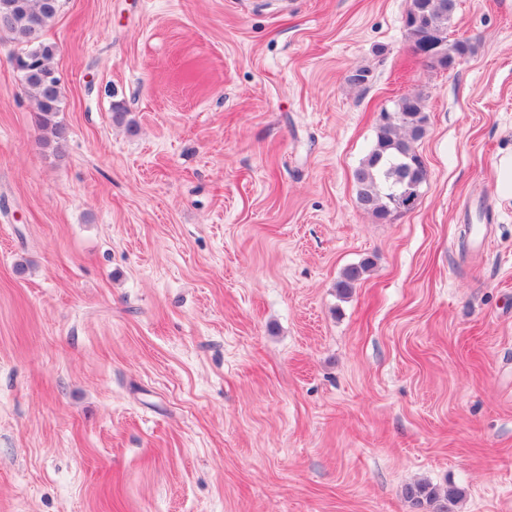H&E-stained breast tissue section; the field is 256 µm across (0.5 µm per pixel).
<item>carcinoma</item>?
Here are the masks:
<instances>
[{"label": "carcinoma", "instance_id": "cac0c4a2", "mask_svg": "<svg viewBox=\"0 0 512 512\" xmlns=\"http://www.w3.org/2000/svg\"><path fill=\"white\" fill-rule=\"evenodd\" d=\"M59 7L60 0H0V35L20 46L15 61L28 64L22 82L36 103L45 145H59L66 137L65 126L57 121L63 103L61 83H49L41 75L50 68L56 52V46L42 40V35ZM456 9L457 0H411L405 17L413 45L429 51L428 63L441 70L448 69V53L464 58L473 52L466 40L448 43V26ZM426 121L422 98L402 96L391 119L378 124L375 141L354 173L358 204L381 222L402 213L399 199L407 190L420 196V186L426 180L425 166L415 143L425 135ZM371 265L367 258L347 267L336 290L342 295L349 293ZM403 494L412 505L426 507L428 512H454L462 496L454 487L441 488L428 482L409 484Z\"/></svg>", "mask_w": 512, "mask_h": 512}]
</instances>
